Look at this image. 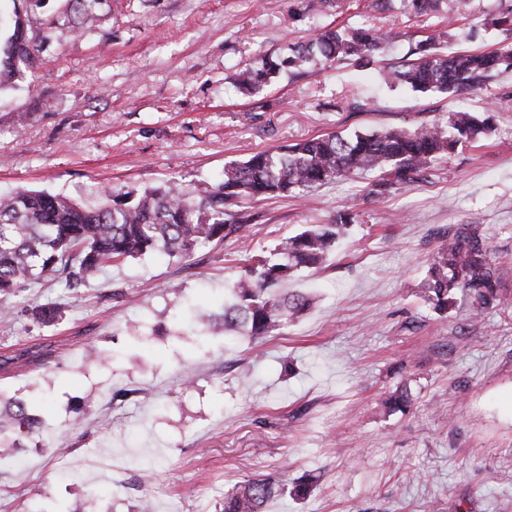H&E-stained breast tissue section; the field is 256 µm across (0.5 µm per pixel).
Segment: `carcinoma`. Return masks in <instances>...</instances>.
<instances>
[{"mask_svg":"<svg viewBox=\"0 0 512 512\" xmlns=\"http://www.w3.org/2000/svg\"><path fill=\"white\" fill-rule=\"evenodd\" d=\"M13 0L10 33L0 44V87L37 68L43 42L64 22L79 32L95 29L97 10L112 0ZM45 16L35 33L28 27L32 14ZM491 25L512 32V4L500 7ZM393 38L378 30L341 28L325 31L312 43H298L286 57L266 56L237 75L239 88L254 95L282 71L301 73L305 65L328 61H363L382 53ZM414 58L382 68L391 87L414 92L454 93L480 84L497 71L512 70V46L493 52L438 51L435 43L420 41ZM492 111L480 115L458 111L448 118L424 121L412 129L388 127L352 134L331 133L302 140L277 150L259 151L247 160L224 166L223 176L194 194L170 181L132 192H104L94 203H82L60 193L17 189L0 195V309L17 289L47 276L63 288L77 287L87 277L114 263L151 252H164L185 261L203 243H218L244 229L247 221L230 212L245 200L278 196L300 197L337 178L356 172L379 173L377 196L412 180L438 157L459 145L477 142L493 129ZM358 213L337 212L331 224H316L282 239L274 260H260L233 286V302L215 314H197L201 325L220 321L224 329L246 330L264 338L298 317L311 305L304 293L277 294L300 268L319 269L337 240L355 223ZM490 238L477 224H463L448 236L430 258L424 284L427 300L448 310L456 294L465 296L471 315L479 317L502 301L503 268L493 256ZM33 432L23 412L0 414V436L13 427ZM289 493L303 498L309 485L288 483L283 477L249 478L224 495L223 512H264L266 504Z\"/></svg>","mask_w":512,"mask_h":512,"instance_id":"cac0c4a2","label":"carcinoma"}]
</instances>
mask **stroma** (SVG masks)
<instances>
[{
  "label": "stroma",
  "instance_id": "1",
  "mask_svg": "<svg viewBox=\"0 0 512 512\" xmlns=\"http://www.w3.org/2000/svg\"><path fill=\"white\" fill-rule=\"evenodd\" d=\"M498 5L465 0L451 19L401 0H131L101 8L93 32L53 31L34 74L0 92V193L198 191L227 163L330 132L488 107L496 124L384 197L376 174L342 177L302 201L246 203V229L193 262L154 252L73 290L19 289L0 321V408L23 404L37 431L0 461V512H140L146 499L152 512H221L238 482L283 471L312 491L267 512H512V71L428 97L379 77L430 37L445 52L512 46L489 24ZM336 25L399 38L368 64L236 88L243 65ZM352 99L368 111L347 110ZM18 112L32 115L21 132ZM351 205L328 268L286 282L315 298L275 336L193 328L253 259ZM461 224L481 225L508 270L504 303L477 321L466 301L441 313L423 297L430 257ZM37 304L62 315L37 322ZM401 387L409 407L385 412Z\"/></svg>",
  "mask_w": 512,
  "mask_h": 512
}]
</instances>
